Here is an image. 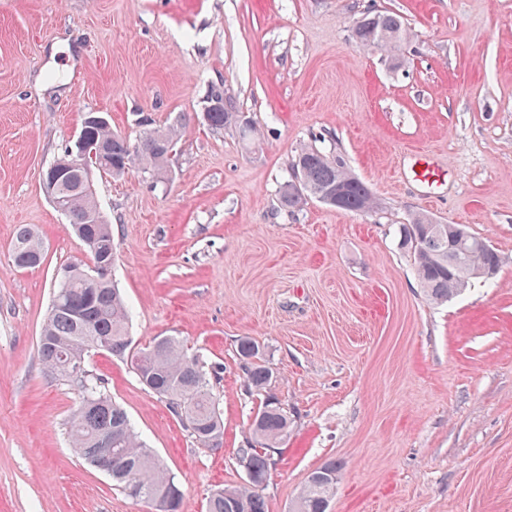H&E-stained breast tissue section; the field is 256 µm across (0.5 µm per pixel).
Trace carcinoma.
I'll return each mask as SVG.
<instances>
[{
    "label": "carcinoma",
    "mask_w": 512,
    "mask_h": 512,
    "mask_svg": "<svg viewBox=\"0 0 512 512\" xmlns=\"http://www.w3.org/2000/svg\"><path fill=\"white\" fill-rule=\"evenodd\" d=\"M360 46L374 51H394L406 38L401 15L390 11L367 12L352 32ZM238 115L226 104L209 112L207 125L222 130L237 124ZM90 136L106 143L112 167L104 171L120 177L138 166L160 172L165 168L164 152L175 147L179 130L175 126L153 128L136 142L108 128H97ZM292 167L301 173V182L285 181L280 189L282 208L293 211L309 197L317 200L340 185L343 195L336 209L369 213L376 208L368 186L350 173L344 160L329 156L316 147H307L295 157ZM60 193L66 205L69 224H79L78 237L93 265L114 261L112 230L99 210L95 196L87 192L76 170L59 175ZM435 220L416 213L402 225L400 249L414 261L418 282L429 300L442 303L461 294L473 279L493 276L501 265L495 249L484 247L485 240L473 234L463 244L448 241L434 232ZM13 263L19 269L34 268L43 260V246L28 225L16 230L12 244ZM68 280L55 283L50 312L38 337V354L44 367L55 377L70 380L69 368L84 364L92 351H104L119 358L139 359L137 378L147 390L163 399L171 413L187 415L194 427L188 429L203 448L223 444L224 415L213 393L210 379H219L222 367L186 353L173 337L154 339L148 349L132 351L128 332L130 310L120 289L111 279L89 281L85 265L73 262L63 267ZM247 386L258 393L267 391L272 370L262 363L259 347L249 339L238 344ZM87 388L80 390L81 401L68 419L72 448L90 464H95L99 444L112 435V480L129 494L126 473L133 472L139 483L140 499L155 506L156 512H178L182 493L160 459L141 442L126 411L112 401L100 382L86 375ZM291 420L284 407L265 397L251 424L252 432L268 447L288 437ZM240 461L259 479L267 478L271 458L261 448L239 449ZM339 468L329 462L312 472L291 506V512H328L329 501L338 479ZM207 512H267L259 486L249 483L239 488H220L209 497Z\"/></svg>",
    "instance_id": "carcinoma-1"
}]
</instances>
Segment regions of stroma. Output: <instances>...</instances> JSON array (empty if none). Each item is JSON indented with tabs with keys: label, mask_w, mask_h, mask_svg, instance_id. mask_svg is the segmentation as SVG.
<instances>
[{
	"label": "stroma",
	"mask_w": 512,
	"mask_h": 512,
	"mask_svg": "<svg viewBox=\"0 0 512 512\" xmlns=\"http://www.w3.org/2000/svg\"><path fill=\"white\" fill-rule=\"evenodd\" d=\"M385 10L410 35L397 67L352 39ZM218 87L258 136L206 125ZM91 111L131 140L181 130L165 176L94 186L132 347L172 336L222 364L223 446L199 447L130 362L86 358L175 477L179 512L248 481L238 451L262 398L244 338L292 421L269 451L268 512L332 461L328 512H512V0H0V512H155L73 452L80 392L38 355L56 270L91 261L42 176ZM308 145L340 155L375 212L284 210ZM421 157L437 184L415 180ZM417 212L467 225L497 274L429 303L398 245ZM22 224L43 243L34 269L10 261ZM238 355L243 361L247 386L258 393L266 392L273 378L272 370L262 363L259 347L250 339H241Z\"/></svg>",
	"instance_id": "1"
}]
</instances>
